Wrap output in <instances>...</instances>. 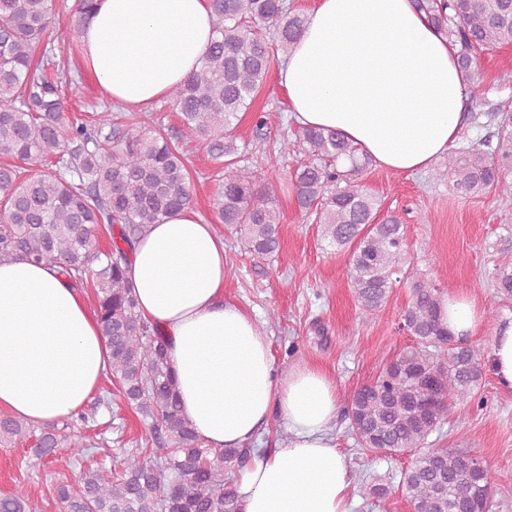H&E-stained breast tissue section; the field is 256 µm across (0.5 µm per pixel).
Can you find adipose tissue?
<instances>
[{
  "label": "adipose tissue",
  "mask_w": 512,
  "mask_h": 512,
  "mask_svg": "<svg viewBox=\"0 0 512 512\" xmlns=\"http://www.w3.org/2000/svg\"><path fill=\"white\" fill-rule=\"evenodd\" d=\"M214 36L208 0H93L84 66L112 102L145 107L199 70ZM457 49L414 0H317L279 69L301 128H330L377 166L412 174L455 147L465 122ZM224 238L190 209L134 245L127 279L167 341L184 418L215 448H237L273 415L289 438L240 472V512H350L351 478L331 431L339 398L322 370L281 374L265 328L225 298ZM439 319L473 335L478 304L443 296ZM109 348L87 299L55 266L0 263V410L32 424L77 413L107 377Z\"/></svg>",
  "instance_id": "ef3b65f1"
}]
</instances>
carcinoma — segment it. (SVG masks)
I'll return each mask as SVG.
<instances>
[{"label":"carcinoma","mask_w":512,"mask_h":512,"mask_svg":"<svg viewBox=\"0 0 512 512\" xmlns=\"http://www.w3.org/2000/svg\"><path fill=\"white\" fill-rule=\"evenodd\" d=\"M92 0H77L69 37ZM215 37L199 71L169 94L180 138L202 143L216 191L212 224L240 231L259 257L279 253L280 212L272 198L276 168L248 156L225 130L248 111L264 87L275 53L288 51L305 29L306 15L288 0H210ZM438 32L459 46L466 86L475 84L477 54L512 44V0H417ZM54 0H0V154L40 160L52 170L23 175L0 164V261L25 258L60 269L72 286L93 289L94 310L110 348L109 378L147 421L157 449H123L122 472L103 466L83 471L57 494L63 512H239L235 472L249 448H212L184 419L166 343L141 317L125 277L135 242L152 224L191 206L189 169L179 146L154 124L123 125L107 104L86 119L63 110L71 73L53 56L49 30ZM512 130L463 147L434 168L460 197L488 193L512 173ZM305 156L290 175L298 206L315 215L323 238L349 255L348 277L365 322L390 297L400 273L411 282L403 328L413 337L379 375L352 395L347 414L359 445L373 452L416 450L401 473L413 512H489L495 476L483 465L465 471L466 454L429 448L456 404L480 386L475 351L439 321L442 294L405 264L403 220L380 216L360 184L371 159L333 129L300 128L283 138L280 154ZM118 230L111 245L95 246L97 232ZM36 437L40 458L67 448L85 456L91 445L75 422L34 426L0 414V444ZM17 485L0 498V512H29Z\"/></svg>","instance_id":"carcinoma-1"}]
</instances>
